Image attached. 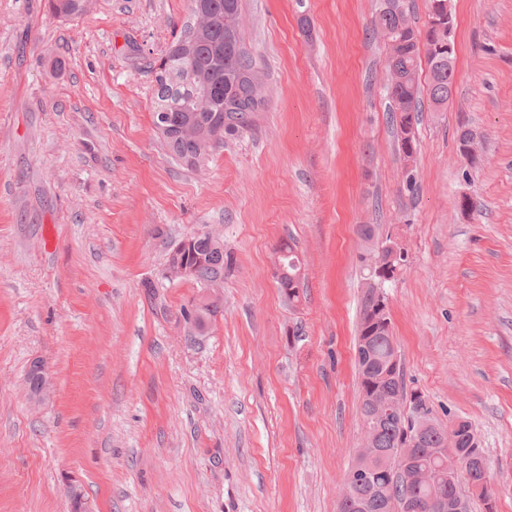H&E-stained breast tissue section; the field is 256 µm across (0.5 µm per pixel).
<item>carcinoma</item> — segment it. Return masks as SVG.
Masks as SVG:
<instances>
[{"label": "carcinoma", "instance_id": "1", "mask_svg": "<svg viewBox=\"0 0 512 512\" xmlns=\"http://www.w3.org/2000/svg\"><path fill=\"white\" fill-rule=\"evenodd\" d=\"M448 0H428V17L436 18L442 30L421 33L416 26L406 23L380 3L372 20L374 29L381 33L397 32L399 42L392 48L387 69L397 78L388 84L389 112L397 135L398 149L404 151L406 128L416 127L422 99L419 63L426 59L430 72L428 96L437 107L448 104L453 93L455 64L448 63ZM87 0H49L52 13L59 18H75L88 11ZM208 9L209 24L201 35L191 26L170 45L163 62L167 63V82L156 89L155 124L165 126L162 115L175 124H190L195 133L189 136L168 137L166 142L184 163L197 164L207 151L200 150L201 132L223 129L225 134H242L256 127L257 109L254 92L243 78V70L259 68L256 59L244 46L242 25L235 18L242 16L240 0H191V9L198 6ZM203 89L212 96L209 108L199 110L192 103L194 91ZM279 251L288 276L280 284L281 292L294 302L300 297L301 283H293V276L301 270L294 248L283 242ZM182 259L196 266L192 280L205 288L224 280V273L234 265L232 254L224 250V242L210 234L196 237L193 251ZM218 312L214 301L196 307L194 327L202 331ZM364 356L356 359L361 390L374 385L392 394H406L403 371L397 357L392 329L385 327L365 334L364 322H359L356 350ZM428 425L418 424L414 415L390 416L377 422L372 431L375 447L391 452L401 447L407 437L419 439L413 449V465L430 469L438 474V481L431 485L397 488L398 480L392 461L387 457L365 462L355 458L352 467L364 468L370 480L351 486L342 495L341 512H397L395 499L401 497L408 503L406 512H439L441 502L459 493V484H448V465H465L468 486L479 484L488 476L483 449L476 443L469 421H464L460 440L452 455L435 454L442 447L444 429L436 425L427 411Z\"/></svg>", "mask_w": 512, "mask_h": 512}]
</instances>
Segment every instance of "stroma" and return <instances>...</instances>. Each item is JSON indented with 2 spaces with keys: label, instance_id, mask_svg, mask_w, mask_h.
Instances as JSON below:
<instances>
[{
  "label": "stroma",
  "instance_id": "stroma-1",
  "mask_svg": "<svg viewBox=\"0 0 512 512\" xmlns=\"http://www.w3.org/2000/svg\"><path fill=\"white\" fill-rule=\"evenodd\" d=\"M242 6L268 106L191 167L152 115L189 0L73 20L0 0V512H337L361 436L364 224L408 254L385 285L408 389L439 426L471 422L512 512V0H451L454 96L424 103L410 165L379 0ZM201 232L235 266L199 334L185 313L209 290L164 269ZM286 241L294 303L274 276ZM472 130L466 127L465 125L461 127L459 133V141H463L467 139L460 147V156L464 161L468 164L479 163L483 157V147L481 140L479 137L473 133L471 135ZM471 135V136H470ZM470 136V137H469ZM278 250L283 253L280 260L283 262L285 270L288 273V276H285L287 280L283 283H279L281 292L288 298L289 302L298 301L300 297V288L302 287V280L295 283L293 288H290V285L293 282L291 276H296L301 270L300 260L296 255L294 248L290 243H288V241L283 242Z\"/></svg>",
  "mask_w": 512,
  "mask_h": 512
}]
</instances>
